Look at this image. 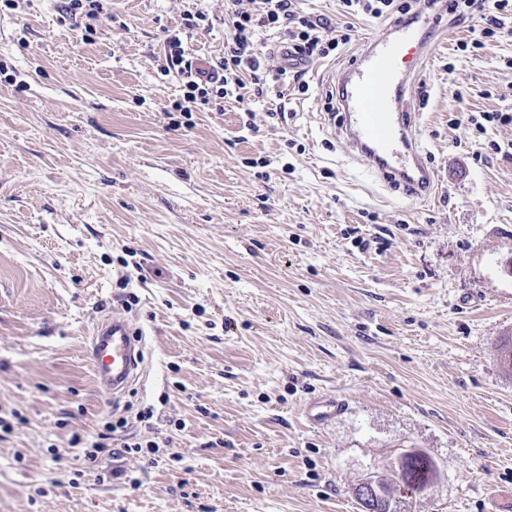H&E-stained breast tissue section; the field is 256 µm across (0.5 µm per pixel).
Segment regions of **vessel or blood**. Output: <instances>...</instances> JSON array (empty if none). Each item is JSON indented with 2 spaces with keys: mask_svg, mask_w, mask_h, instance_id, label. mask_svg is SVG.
I'll return each mask as SVG.
<instances>
[{
  "mask_svg": "<svg viewBox=\"0 0 512 512\" xmlns=\"http://www.w3.org/2000/svg\"><path fill=\"white\" fill-rule=\"evenodd\" d=\"M422 28L400 22L366 43L361 61L343 73V130L348 155L386 185H400L409 197L433 191L435 175L420 144L416 113L401 103L427 49ZM88 357L105 393L125 391L144 365V343L124 316H106L95 327ZM343 399L307 403L306 417L319 424L336 416Z\"/></svg>",
  "mask_w": 512,
  "mask_h": 512,
  "instance_id": "1",
  "label": "vessel or blood"
}]
</instances>
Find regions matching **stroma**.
<instances>
[{"instance_id":"stroma-1","label":"stroma","mask_w":512,"mask_h":512,"mask_svg":"<svg viewBox=\"0 0 512 512\" xmlns=\"http://www.w3.org/2000/svg\"><path fill=\"white\" fill-rule=\"evenodd\" d=\"M224 6L109 0L100 26L0 0V512H359L354 485L392 479L407 448L440 468L408 512L512 502V162L490 148L512 124H448L512 113V41L461 52L470 23L432 31L405 103L441 189L412 200L327 121L330 86L387 27L336 0H300L352 34L307 92L173 110L166 33L205 13L189 51L222 56ZM110 312L146 343L116 401L87 356ZM329 394L346 407L310 425L305 402ZM150 441L156 457L123 450ZM485 123L492 125H508L512 123V114L498 111L481 112L479 115L470 113L467 118V124L474 126V129L481 134L487 129Z\"/></svg>"}]
</instances>
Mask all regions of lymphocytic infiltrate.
<instances>
[{
    "label": "lymphocytic infiltrate",
    "instance_id": "1",
    "mask_svg": "<svg viewBox=\"0 0 512 512\" xmlns=\"http://www.w3.org/2000/svg\"><path fill=\"white\" fill-rule=\"evenodd\" d=\"M432 10L456 13L466 6L477 13L479 24L472 28L470 44L481 49L487 39L512 38V0H427ZM208 17L184 13L179 29L168 33L164 42V74L180 80L181 97L173 108L184 114L220 109L226 102L245 103L262 97L268 90L284 94L288 87L307 91L309 63L328 58L350 36L327 22L301 12L298 0H228L224 10V55L209 61L208 71L193 72L188 37L204 27ZM281 36L279 47L257 40L259 31Z\"/></svg>",
    "mask_w": 512,
    "mask_h": 512
}]
</instances>
